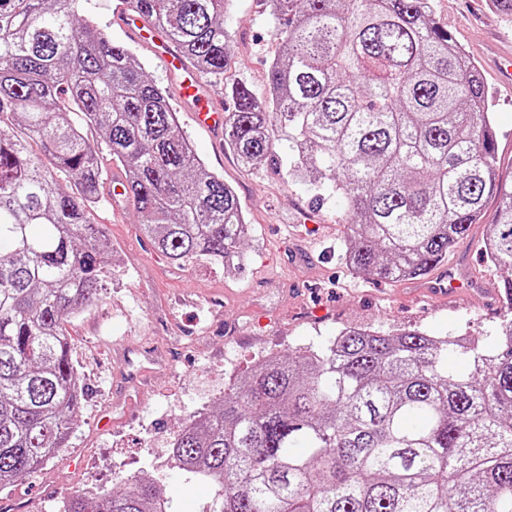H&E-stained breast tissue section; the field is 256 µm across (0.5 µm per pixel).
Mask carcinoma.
Listing matches in <instances>:
<instances>
[{"instance_id": "carcinoma-1", "label": "carcinoma", "mask_w": 512, "mask_h": 512, "mask_svg": "<svg viewBox=\"0 0 512 512\" xmlns=\"http://www.w3.org/2000/svg\"><path fill=\"white\" fill-rule=\"evenodd\" d=\"M80 0H0V488L66 446L85 388L68 319L105 286L94 214L109 173L158 251L240 270L249 228L234 188L184 138L168 97ZM203 75L224 80L229 0H133ZM280 45L260 99L231 90L224 143L346 205L347 265L425 277L498 194L484 249L512 268V189L496 184L478 66L431 0H266ZM64 175L76 186L65 191ZM499 342L340 329L324 348L261 360L194 415L173 464L207 480L203 512H512V319ZM462 367L448 368V350ZM163 485L123 478L58 512H170Z\"/></svg>"}]
</instances>
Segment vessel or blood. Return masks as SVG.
I'll use <instances>...</instances> for the list:
<instances>
[{
    "mask_svg": "<svg viewBox=\"0 0 512 512\" xmlns=\"http://www.w3.org/2000/svg\"><path fill=\"white\" fill-rule=\"evenodd\" d=\"M117 10L126 32L176 80L179 95L190 105L195 123L213 132L223 131L226 110L223 95L205 84L199 70L186 62L183 54L133 7L130 0H119Z\"/></svg>",
    "mask_w": 512,
    "mask_h": 512,
    "instance_id": "vessel-or-blood-1",
    "label": "vessel or blood"
}]
</instances>
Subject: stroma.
I'll return each mask as SVG.
<instances>
[{
  "instance_id": "1",
  "label": "stroma",
  "mask_w": 512,
  "mask_h": 512,
  "mask_svg": "<svg viewBox=\"0 0 512 512\" xmlns=\"http://www.w3.org/2000/svg\"><path fill=\"white\" fill-rule=\"evenodd\" d=\"M432 12L480 68L494 111L498 177L512 186V87L493 66L496 56H512V21L489 0H432ZM224 23L232 32L225 86L243 83L264 95L268 64L279 52L264 0H230ZM129 50L167 91L197 155L236 190L250 226L246 267L172 265L144 234L131 201H103L95 218L111 241L114 266L100 300L68 324L87 396L66 447L0 490V512H55L75 492L107 490L128 476L165 485L174 512H203L211 487L172 467V443L185 418L216 406L230 378L266 354L325 344L346 326L479 336L492 348L500 322L512 316L491 307L512 272L489 265L481 251L496 199L448 255L481 286L458 305L421 278L355 275L343 258L342 204H316L308 186L274 170L243 171L216 134L193 127L175 83L151 54L134 44Z\"/></svg>"
}]
</instances>
